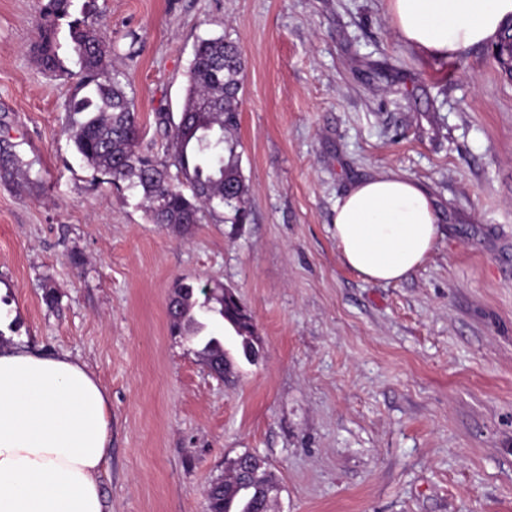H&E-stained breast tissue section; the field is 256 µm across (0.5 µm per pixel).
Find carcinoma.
I'll list each match as a JSON object with an SVG mask.
<instances>
[{
  "mask_svg": "<svg viewBox=\"0 0 512 512\" xmlns=\"http://www.w3.org/2000/svg\"><path fill=\"white\" fill-rule=\"evenodd\" d=\"M73 0H45L33 46L44 70L77 80L64 103L62 133L82 162L111 177L112 185L141 195L149 220L188 231L208 219L215 224H245L249 219V185L241 169L240 98L244 63L236 44L224 37L199 40L194 46L185 100L179 119L159 116L171 145L170 161H158L140 150L141 125L133 98L112 73V43L97 18L72 17ZM68 19V36L76 54L77 72L59 54L57 22ZM9 138H0V181L27 176ZM176 172H171V169ZM195 296L193 284L175 282L183 317L170 321V331L197 345L203 364L224 355V337L210 326L226 323L241 338L246 358L256 355L259 340L251 311L241 298H224V284L215 281ZM278 479L270 466L256 477L227 474L204 491L206 512H272Z\"/></svg>",
  "mask_w": 512,
  "mask_h": 512,
  "instance_id": "obj_1",
  "label": "carcinoma"
}]
</instances>
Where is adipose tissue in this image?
Returning <instances> with one entry per match:
<instances>
[{
	"label": "adipose tissue",
	"instance_id": "ef3b65f1",
	"mask_svg": "<svg viewBox=\"0 0 512 512\" xmlns=\"http://www.w3.org/2000/svg\"><path fill=\"white\" fill-rule=\"evenodd\" d=\"M388 13L400 41L445 57L498 39L512 0H388ZM334 212L340 259L367 281L405 280L438 236L429 195L395 173L356 184ZM110 442L108 395L85 365L0 347V512H103Z\"/></svg>",
	"mask_w": 512,
	"mask_h": 512
}]
</instances>
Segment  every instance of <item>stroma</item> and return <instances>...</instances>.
Returning <instances> with one entry per match:
<instances>
[{
    "mask_svg": "<svg viewBox=\"0 0 512 512\" xmlns=\"http://www.w3.org/2000/svg\"><path fill=\"white\" fill-rule=\"evenodd\" d=\"M41 7L0 0V133L31 166L0 183V334L106 389L105 512H204L245 452L276 473V512H512V73L495 45L417 51L386 0H74L160 160L194 44L240 48L250 220L179 235L68 146L71 82L30 51ZM390 172L425 188L439 233L386 284L340 261L333 218ZM179 278L223 282L254 316L259 354L226 339L225 382L169 332Z\"/></svg>",
    "mask_w": 512,
    "mask_h": 512,
    "instance_id": "35a3bbf8",
    "label": "stroma"
}]
</instances>
